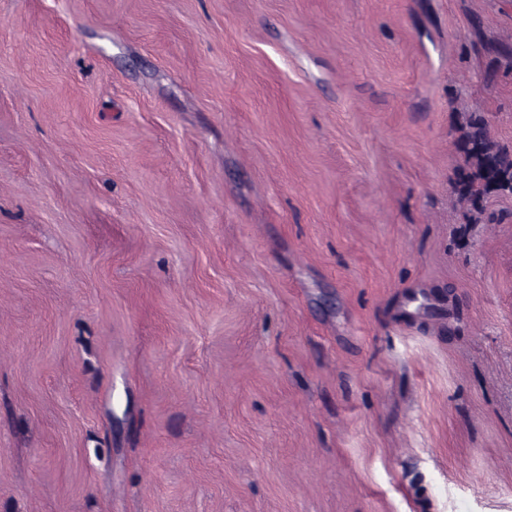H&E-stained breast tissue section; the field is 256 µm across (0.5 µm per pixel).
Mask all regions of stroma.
I'll list each match as a JSON object with an SVG mask.
<instances>
[{
  "instance_id": "stroma-1",
  "label": "stroma",
  "mask_w": 512,
  "mask_h": 512,
  "mask_svg": "<svg viewBox=\"0 0 512 512\" xmlns=\"http://www.w3.org/2000/svg\"><path fill=\"white\" fill-rule=\"evenodd\" d=\"M512 0H0V512H512ZM481 49L494 56L495 65L487 72V81H494L502 67L506 71H512V43L503 42L491 46L481 43ZM456 149L462 158L452 182L453 193L468 207V223L485 221L486 196H512V148L495 142L480 114L470 115L461 128Z\"/></svg>"
}]
</instances>
